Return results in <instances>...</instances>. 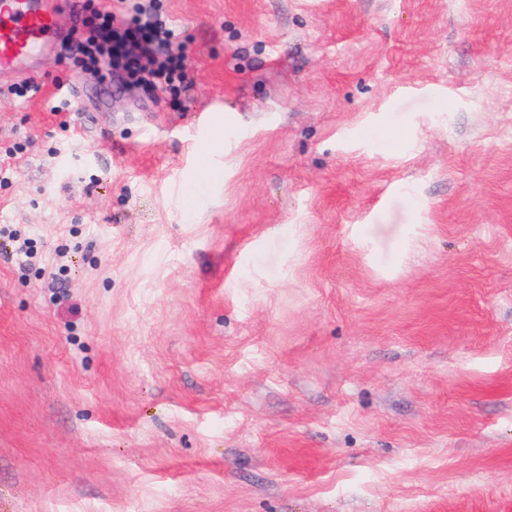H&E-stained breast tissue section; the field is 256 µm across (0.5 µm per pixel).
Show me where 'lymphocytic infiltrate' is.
<instances>
[{
    "label": "lymphocytic infiltrate",
    "mask_w": 512,
    "mask_h": 512,
    "mask_svg": "<svg viewBox=\"0 0 512 512\" xmlns=\"http://www.w3.org/2000/svg\"><path fill=\"white\" fill-rule=\"evenodd\" d=\"M176 37L158 0H105L93 8L74 51L81 67L100 79L122 72L165 93L186 78L185 55L171 48Z\"/></svg>",
    "instance_id": "obj_1"
}]
</instances>
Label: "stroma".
<instances>
[{"label":"stroma","instance_id":"1","mask_svg":"<svg viewBox=\"0 0 512 512\" xmlns=\"http://www.w3.org/2000/svg\"><path fill=\"white\" fill-rule=\"evenodd\" d=\"M163 8L0 73V512H512V0ZM92 7L84 36L73 47L86 71L111 79L119 72L160 91L185 82V54L171 49L176 30L165 19L159 0H107Z\"/></svg>","mask_w":512,"mask_h":512}]
</instances>
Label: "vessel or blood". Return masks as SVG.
I'll use <instances>...</instances> for the list:
<instances>
[{
  "label": "vessel or blood",
  "instance_id": "obj_1",
  "mask_svg": "<svg viewBox=\"0 0 512 512\" xmlns=\"http://www.w3.org/2000/svg\"><path fill=\"white\" fill-rule=\"evenodd\" d=\"M75 0H0V71L32 79L53 60L60 15Z\"/></svg>",
  "mask_w": 512,
  "mask_h": 512
}]
</instances>
